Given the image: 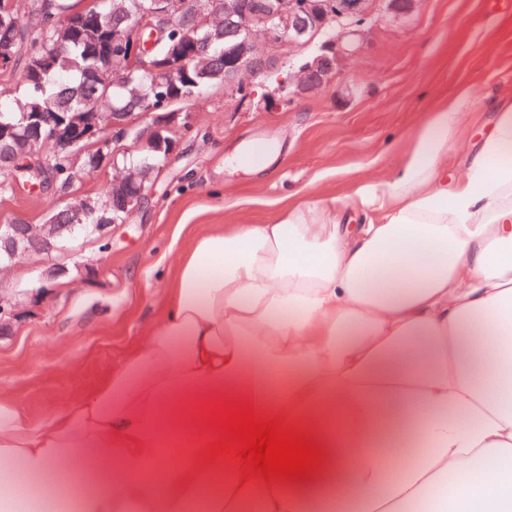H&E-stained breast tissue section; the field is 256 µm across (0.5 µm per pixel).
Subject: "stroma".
Here are the masks:
<instances>
[{
  "label": "stroma",
  "instance_id": "obj_1",
  "mask_svg": "<svg viewBox=\"0 0 512 512\" xmlns=\"http://www.w3.org/2000/svg\"><path fill=\"white\" fill-rule=\"evenodd\" d=\"M280 74L255 79L257 99L223 86L181 105L188 129L145 205L109 235L80 237L53 258L20 257L0 272V398L40 422L51 406L98 386L142 341L166 304L180 255L215 224H269L289 198L349 205L352 185L387 178L440 97L474 90L456 137L475 145L493 122L499 92L512 88V10L488 0H419L413 16H381L330 87L288 100ZM254 139L269 141L265 168H232ZM60 192L17 187L0 195V225L43 223ZM66 273L34 295L50 265Z\"/></svg>",
  "mask_w": 512,
  "mask_h": 512
}]
</instances>
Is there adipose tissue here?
I'll return each instance as SVG.
<instances>
[{
  "label": "adipose tissue",
  "instance_id": "ef3b65f1",
  "mask_svg": "<svg viewBox=\"0 0 512 512\" xmlns=\"http://www.w3.org/2000/svg\"><path fill=\"white\" fill-rule=\"evenodd\" d=\"M460 87L389 178L272 224H218L92 391L31 423L0 399V512H512V100L448 175ZM225 401L314 441L308 479L245 477Z\"/></svg>",
  "mask_w": 512,
  "mask_h": 512
}]
</instances>
